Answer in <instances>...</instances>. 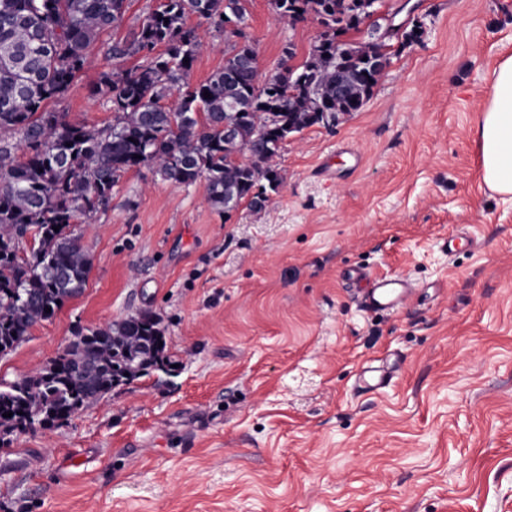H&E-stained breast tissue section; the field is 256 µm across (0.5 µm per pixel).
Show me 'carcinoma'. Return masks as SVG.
<instances>
[{
  "label": "carcinoma",
  "mask_w": 512,
  "mask_h": 512,
  "mask_svg": "<svg viewBox=\"0 0 512 512\" xmlns=\"http://www.w3.org/2000/svg\"><path fill=\"white\" fill-rule=\"evenodd\" d=\"M245 2L164 0L109 48L114 59L139 56L144 63L95 88L112 103L113 117L110 126L90 129L46 104L87 67L89 48L120 25L128 0H0V349H14L33 325L83 292L92 262L70 227L106 206L131 169L149 166L173 185L203 178L207 202L223 212L244 201L261 210L267 191L283 183L274 158L288 127L329 128L324 115L362 111L382 75L370 59L386 54L388 44L340 40L353 28L358 0H269L278 20H313L323 31L302 66L291 69L285 47L279 70L263 80L245 31ZM191 16L198 26L186 25ZM202 25L224 32L236 53L193 85ZM338 83L343 97L336 96ZM173 95L177 104L166 105ZM226 115L236 126L231 141L224 140ZM247 146L254 150L249 162L225 161ZM30 232L25 259L19 253ZM149 343H165L151 310L77 330L48 365L0 387V434L66 420L120 385L168 371L166 356L145 358Z\"/></svg>",
  "instance_id": "carcinoma-1"
}]
</instances>
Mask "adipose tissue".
I'll return each instance as SVG.
<instances>
[{"instance_id":"adipose-tissue-1","label":"adipose tissue","mask_w":512,"mask_h":512,"mask_svg":"<svg viewBox=\"0 0 512 512\" xmlns=\"http://www.w3.org/2000/svg\"><path fill=\"white\" fill-rule=\"evenodd\" d=\"M475 133L484 183L491 191L512 197V56L492 74Z\"/></svg>"}]
</instances>
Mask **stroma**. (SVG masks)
<instances>
[{"label": "stroma", "mask_w": 512, "mask_h": 512, "mask_svg": "<svg viewBox=\"0 0 512 512\" xmlns=\"http://www.w3.org/2000/svg\"><path fill=\"white\" fill-rule=\"evenodd\" d=\"M160 2L128 0L48 109L110 124L90 90L138 61L106 49ZM246 7L260 73L288 44L306 59L317 23ZM381 14L415 19L420 41L391 40L362 111L288 138L264 209L223 215L205 180L177 186L143 166L78 224L88 284L0 355V383L76 328L148 308L172 369L0 440V512H512V201L483 183L474 135L512 55V0H383ZM460 229L476 247L449 254ZM353 268L421 292L368 313L343 277ZM395 355L393 384L357 390L363 365Z\"/></svg>", "instance_id": "35a3bbf8"}]
</instances>
